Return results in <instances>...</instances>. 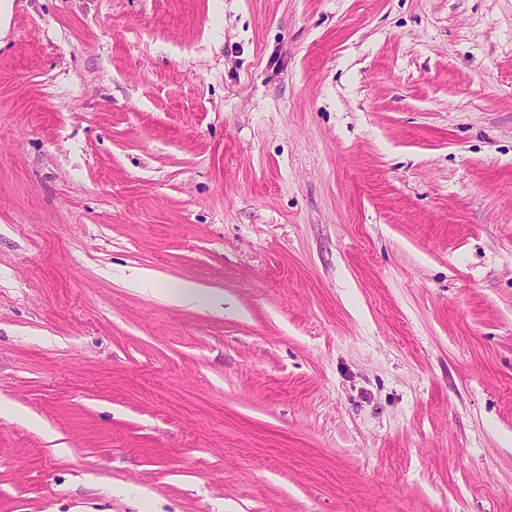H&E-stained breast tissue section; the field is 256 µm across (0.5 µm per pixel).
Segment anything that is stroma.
I'll use <instances>...</instances> for the list:
<instances>
[{
	"label": "stroma",
	"mask_w": 512,
	"mask_h": 512,
	"mask_svg": "<svg viewBox=\"0 0 512 512\" xmlns=\"http://www.w3.org/2000/svg\"><path fill=\"white\" fill-rule=\"evenodd\" d=\"M0 512H512V0H0Z\"/></svg>",
	"instance_id": "35a3bbf8"
}]
</instances>
